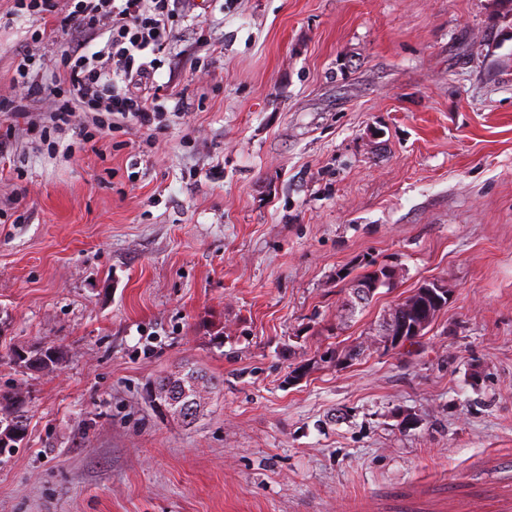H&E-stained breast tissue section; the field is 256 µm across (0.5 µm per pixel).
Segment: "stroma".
Segmentation results:
<instances>
[{
  "label": "stroma",
  "instance_id": "35a3bbf8",
  "mask_svg": "<svg viewBox=\"0 0 512 512\" xmlns=\"http://www.w3.org/2000/svg\"><path fill=\"white\" fill-rule=\"evenodd\" d=\"M12 5L1 97L75 42ZM154 80L150 139L0 114V512H512V0H192ZM429 281L412 349L323 362ZM185 366L220 382L190 426L146 394ZM367 271L357 280H364V281H370L372 283L380 282L379 289L383 287H389L390 285L387 283L390 279V275L386 273L385 268L390 267L393 269L392 266L386 265V264H377L376 261L371 260L366 264ZM358 288H365L366 291H358L356 293V297H354L355 291ZM350 289L352 290L351 295V301L353 302L354 306L352 309H348L351 316H354L357 309H363L374 298L373 295L377 290L370 291L371 289H374V285L371 283H364L356 281L351 286ZM349 289V290H350ZM376 294V293H375ZM375 296V295H374ZM46 351L51 354H47ZM29 358H35L36 364L27 371L45 375L53 374L60 362H63V353L59 348L35 349L28 351Z\"/></svg>",
  "mask_w": 512,
  "mask_h": 512
}]
</instances>
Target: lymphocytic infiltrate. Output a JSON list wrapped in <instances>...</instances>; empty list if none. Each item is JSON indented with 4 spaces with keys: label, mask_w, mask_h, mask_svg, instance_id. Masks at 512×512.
Here are the masks:
<instances>
[{
    "label": "lymphocytic infiltrate",
    "mask_w": 512,
    "mask_h": 512,
    "mask_svg": "<svg viewBox=\"0 0 512 512\" xmlns=\"http://www.w3.org/2000/svg\"><path fill=\"white\" fill-rule=\"evenodd\" d=\"M14 11L72 30L85 42L103 39L91 54L75 48L56 63L52 86H44L29 57L15 68L19 97L1 98L0 112H16L25 98H46L50 120L60 128L73 123L76 112L90 114L99 134L121 123L148 131L162 124L170 98L166 86L155 84L168 40L179 15V0H72L59 14L58 0H14Z\"/></svg>",
    "instance_id": "obj_1"
}]
</instances>
